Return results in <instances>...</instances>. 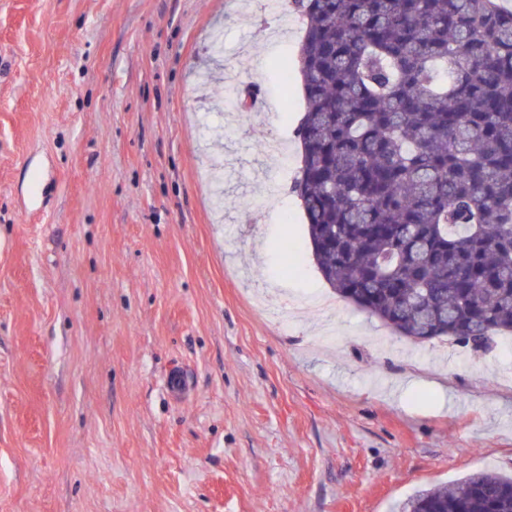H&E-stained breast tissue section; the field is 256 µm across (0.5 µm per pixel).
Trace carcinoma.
Segmentation results:
<instances>
[{"label": "carcinoma", "mask_w": 512, "mask_h": 512, "mask_svg": "<svg viewBox=\"0 0 512 512\" xmlns=\"http://www.w3.org/2000/svg\"><path fill=\"white\" fill-rule=\"evenodd\" d=\"M307 110L294 192L336 293L396 335L512 333V11L497 0H296ZM401 512H512V477Z\"/></svg>", "instance_id": "carcinoma-1"}]
</instances>
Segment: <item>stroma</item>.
<instances>
[{"instance_id":"obj_1","label":"stroma","mask_w":512,"mask_h":512,"mask_svg":"<svg viewBox=\"0 0 512 512\" xmlns=\"http://www.w3.org/2000/svg\"><path fill=\"white\" fill-rule=\"evenodd\" d=\"M303 35L289 0H0V512H397L512 475V338L413 343L315 265Z\"/></svg>"}]
</instances>
